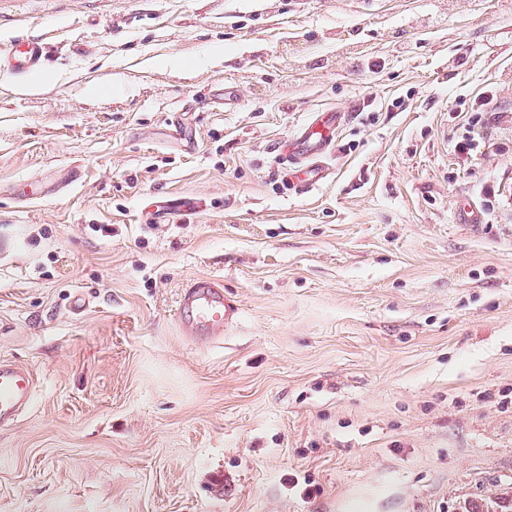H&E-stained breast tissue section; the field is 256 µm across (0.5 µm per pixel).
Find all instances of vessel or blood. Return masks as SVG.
<instances>
[{
  "label": "vessel or blood",
  "instance_id": "obj_1",
  "mask_svg": "<svg viewBox=\"0 0 512 512\" xmlns=\"http://www.w3.org/2000/svg\"><path fill=\"white\" fill-rule=\"evenodd\" d=\"M44 46L37 38L21 40L18 50L0 55V69L23 75L41 67ZM341 113L328 112L318 116L298 133L292 147L284 149L290 171V184L306 188L324 182L328 170L323 161L333 151L334 139L330 133L339 124ZM198 203L189 198H173L159 209H152L150 221L169 223L171 217L196 210ZM177 322L183 336L188 339L216 341L223 336L238 317V308L224 293V285L214 278H198L186 283L179 292ZM35 377L27 368L0 360V427L15 422L34 401Z\"/></svg>",
  "mask_w": 512,
  "mask_h": 512
}]
</instances>
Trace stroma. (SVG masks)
<instances>
[{
  "mask_svg": "<svg viewBox=\"0 0 512 512\" xmlns=\"http://www.w3.org/2000/svg\"><path fill=\"white\" fill-rule=\"evenodd\" d=\"M37 36L0 71V359L37 380L0 512H512V0H0V53ZM199 277L218 344L175 321ZM19 49L0 55V69L15 75H23L41 67L44 59V46L38 38L22 39ZM324 113L300 130L291 149L288 145L283 149L282 155L288 163V182L292 185L313 188L327 178L328 169L323 165V160L332 153L334 147V139L329 130L330 126L340 123L342 114ZM199 207L197 201L189 198H173L168 200L167 204L156 209L152 206L150 213L151 217L148 219L150 224H169L170 218L178 213L194 211ZM176 316L183 336L216 341L237 320L238 308L224 295L220 280L198 278L180 289Z\"/></svg>",
  "mask_w": 512,
  "mask_h": 512,
  "instance_id": "35a3bbf8",
  "label": "stroma"
}]
</instances>
